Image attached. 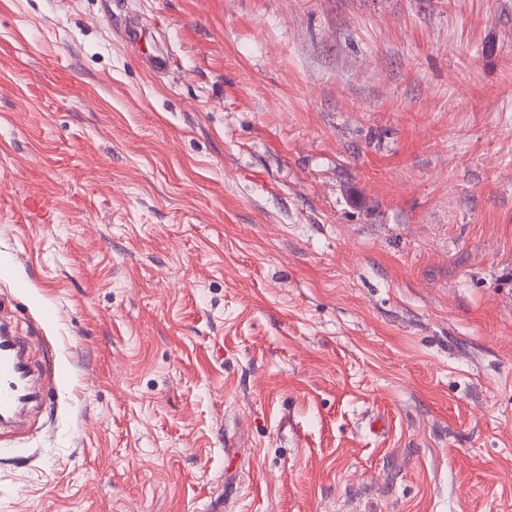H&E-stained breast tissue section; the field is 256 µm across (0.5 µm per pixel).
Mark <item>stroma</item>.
<instances>
[{
  "mask_svg": "<svg viewBox=\"0 0 512 512\" xmlns=\"http://www.w3.org/2000/svg\"><path fill=\"white\" fill-rule=\"evenodd\" d=\"M1 261L0 512H512V0H0ZM27 345L12 336L9 326L0 323V422L8 424L40 395L30 382L26 363Z\"/></svg>",
  "mask_w": 512,
  "mask_h": 512,
  "instance_id": "obj_1",
  "label": "stroma"
}]
</instances>
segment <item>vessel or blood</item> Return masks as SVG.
Segmentation results:
<instances>
[{
  "instance_id": "vessel-or-blood-1",
  "label": "vessel or blood",
  "mask_w": 512,
  "mask_h": 512,
  "mask_svg": "<svg viewBox=\"0 0 512 512\" xmlns=\"http://www.w3.org/2000/svg\"><path fill=\"white\" fill-rule=\"evenodd\" d=\"M27 345L0 323V422L11 423L37 399L26 363Z\"/></svg>"
}]
</instances>
